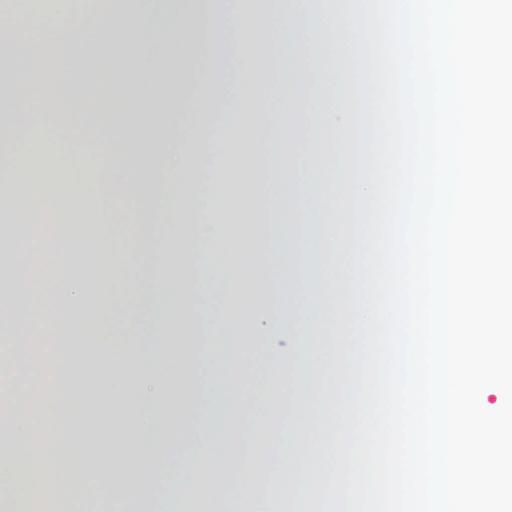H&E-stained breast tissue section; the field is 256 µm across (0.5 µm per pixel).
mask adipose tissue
I'll return each mask as SVG.
<instances>
[{
    "instance_id": "obj_1",
    "label": "adipose tissue",
    "mask_w": 512,
    "mask_h": 512,
    "mask_svg": "<svg viewBox=\"0 0 512 512\" xmlns=\"http://www.w3.org/2000/svg\"><path fill=\"white\" fill-rule=\"evenodd\" d=\"M112 0L32 13L0 6V31L26 66L24 90L0 76V512H168L161 483L183 487L181 512H322L332 422L335 292L353 189L358 107L348 0ZM166 57L145 73L149 97L121 110L97 100L61 112L60 58L82 60L114 30ZM307 49L304 75L288 62ZM231 58L234 78L206 59ZM97 129L107 168L33 138L37 118ZM122 184L121 220L61 224L57 214ZM268 223L253 220L256 197ZM129 242L112 276L104 245ZM98 255L94 288L77 272ZM170 331L166 349L137 336L99 376L83 314L106 303ZM95 375L74 387L73 374ZM137 389L128 400L126 383ZM103 424L92 433L89 420ZM236 475L227 491L225 471Z\"/></svg>"
}]
</instances>
